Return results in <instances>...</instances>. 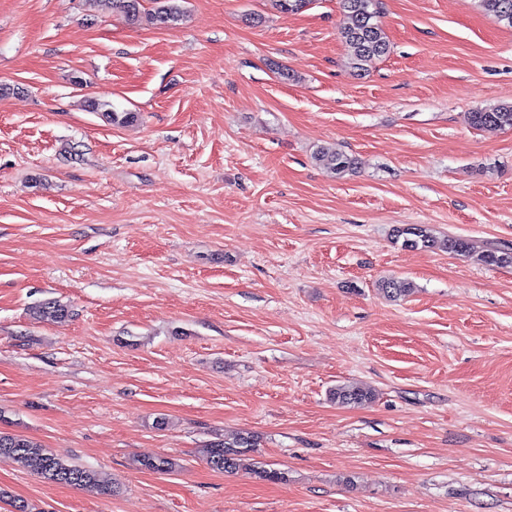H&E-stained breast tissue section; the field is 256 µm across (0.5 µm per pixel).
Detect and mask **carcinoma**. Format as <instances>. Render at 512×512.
Returning <instances> with one entry per match:
<instances>
[{"label": "carcinoma", "instance_id": "carcinoma-1", "mask_svg": "<svg viewBox=\"0 0 512 512\" xmlns=\"http://www.w3.org/2000/svg\"><path fill=\"white\" fill-rule=\"evenodd\" d=\"M112 10L121 13L135 24L142 18L143 5L140 0H105ZM156 7L149 14L151 24L167 27L182 15L178 0H155ZM480 10L496 23L512 28V0H478ZM347 22L339 35L347 48V64L355 73L365 71L366 65L385 57L390 51L387 33L382 25L379 0H341ZM88 107L99 112L113 123L124 124L136 119L134 112H114L107 101L92 100ZM467 123L474 129H512V103L499 104L479 109L466 115ZM319 165L342 177L360 168L361 161L336 147H320L312 154ZM394 237L409 248L419 246L438 249L455 255L471 253L468 242L460 237L439 238L422 224L403 225L393 229ZM475 261L485 266L504 267L512 265V247H492L476 255ZM378 288L391 301L410 295L414 284L406 279H383ZM33 319L38 321L63 322L70 316L69 306L57 299H47L31 307ZM330 400L342 405H365L372 402L375 394L358 387L339 385L329 392ZM258 445L253 435L240 434L233 439L213 442L206 447L207 464L219 472H233L242 466L244 457ZM0 455L15 460L23 468L58 485L76 487L110 496L112 483L100 477L95 470L64 461L37 442L19 434L0 431ZM140 468L152 472H168L174 462L165 455L138 460Z\"/></svg>", "mask_w": 512, "mask_h": 512}]
</instances>
